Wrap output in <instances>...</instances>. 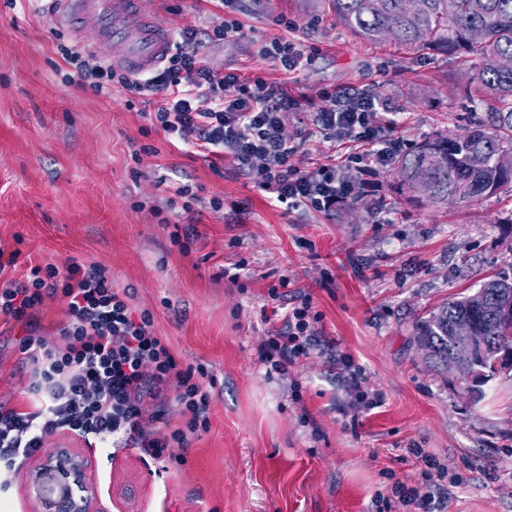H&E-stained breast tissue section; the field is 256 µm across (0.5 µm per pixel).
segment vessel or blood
Instances as JSON below:
<instances>
[{
  "instance_id": "1",
  "label": "vessel or blood",
  "mask_w": 512,
  "mask_h": 512,
  "mask_svg": "<svg viewBox=\"0 0 512 512\" xmlns=\"http://www.w3.org/2000/svg\"><path fill=\"white\" fill-rule=\"evenodd\" d=\"M138 0H59V21L81 37H93L102 57L112 66L134 73L147 71L168 55L169 31L137 9ZM96 29H88V20Z\"/></svg>"
}]
</instances>
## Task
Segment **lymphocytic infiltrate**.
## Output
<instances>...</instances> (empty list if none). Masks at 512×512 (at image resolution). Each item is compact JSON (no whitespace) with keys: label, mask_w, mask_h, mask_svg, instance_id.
Segmentation results:
<instances>
[{"label":"lymphocytic infiltrate","mask_w":512,"mask_h":512,"mask_svg":"<svg viewBox=\"0 0 512 512\" xmlns=\"http://www.w3.org/2000/svg\"><path fill=\"white\" fill-rule=\"evenodd\" d=\"M228 26L201 34L181 30L174 53L153 75L135 79L77 46H60L62 59L80 85L97 93L113 87L162 95L156 118L162 130L184 144L215 156H230L275 201L288 208L328 213L337 203L356 200L355 183L336 168L312 170L293 161L296 148L287 128L301 102L265 82L217 75L203 63L204 43L224 40ZM233 97H225L227 88ZM311 122L326 134L377 145L379 163L399 149L389 126L377 116L374 97L360 92L326 93ZM66 300L68 319L59 340L29 335L20 351L30 365L24 407L0 403V469L46 452L50 437L68 431L97 448L118 444L142 449L161 463L173 448L209 428L213 395L193 369L180 368L170 344L157 336L152 314L136 310L128 293L112 286L98 263L31 267L25 281L0 282V318L29 323L46 299ZM310 298L288 308L268 338L285 363L309 354L317 337Z\"/></svg>","instance_id":"obj_1"}]
</instances>
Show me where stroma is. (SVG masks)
<instances>
[{
    "label": "stroma",
    "mask_w": 512,
    "mask_h": 512,
    "mask_svg": "<svg viewBox=\"0 0 512 512\" xmlns=\"http://www.w3.org/2000/svg\"><path fill=\"white\" fill-rule=\"evenodd\" d=\"M141 4L173 35L238 22L204 48L212 72L315 101L334 89L374 95L407 146L464 133L496 105L455 53L367 43L327 0ZM283 36L302 54L288 73L261 54ZM74 41L46 0H0V246L20 252L0 275L102 264L153 314L180 366L214 380L208 431L164 475L137 448L106 454L67 433L50 438L85 452L100 512H384L378 493L423 486L416 448L461 481H437L443 512H512V381L495 380L471 405L455 374L427 367L413 336L419 317L512 268V192L414 207L393 191L396 163L370 165L364 146L309 125L297 162L334 158L360 195L330 217L289 210L231 159L169 139L156 119L161 96L66 82L57 46ZM183 186L195 195L189 214L175 193ZM188 222L194 237L176 243ZM284 278L289 295L311 298L321 336L309 358L277 368L264 342ZM27 333L0 318L2 402L27 400ZM353 373L374 409L357 404Z\"/></svg>",
    "instance_id": "1"
}]
</instances>
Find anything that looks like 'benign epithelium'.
Returning <instances> with one entry per match:
<instances>
[{
	"label": "benign epithelium",
	"mask_w": 512,
	"mask_h": 512,
	"mask_svg": "<svg viewBox=\"0 0 512 512\" xmlns=\"http://www.w3.org/2000/svg\"><path fill=\"white\" fill-rule=\"evenodd\" d=\"M35 512H96L97 488L85 454L60 442L27 472Z\"/></svg>",
	"instance_id": "7a95c632"
}]
</instances>
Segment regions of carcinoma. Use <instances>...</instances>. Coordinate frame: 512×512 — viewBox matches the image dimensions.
<instances>
[{
  "mask_svg": "<svg viewBox=\"0 0 512 512\" xmlns=\"http://www.w3.org/2000/svg\"><path fill=\"white\" fill-rule=\"evenodd\" d=\"M341 24L369 42L392 40L413 51L459 47L474 61L480 91L496 96V121L456 136L437 134L413 145L397 161L394 191L407 202L467 203L512 189V0H328ZM466 323L481 340L457 363L472 404L485 386L512 365L495 367L512 353V275L502 272L475 293L451 298L415 326L414 341L427 366L448 369Z\"/></svg>",
  "mask_w": 512,
  "mask_h": 512,
  "instance_id": "1",
  "label": "carcinoma"
}]
</instances>
